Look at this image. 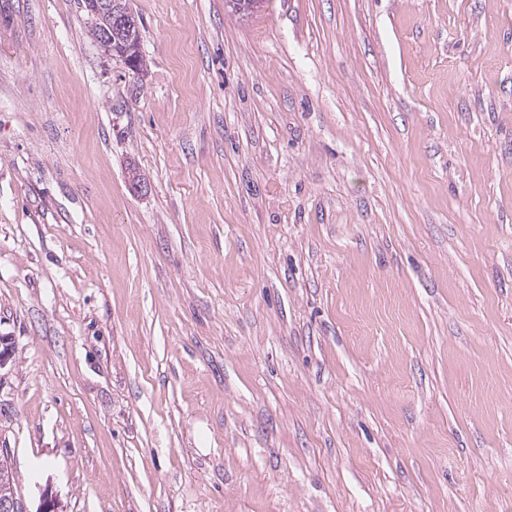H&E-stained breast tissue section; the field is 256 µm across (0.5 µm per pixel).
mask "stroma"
Instances as JSON below:
<instances>
[{"mask_svg": "<svg viewBox=\"0 0 512 512\" xmlns=\"http://www.w3.org/2000/svg\"><path fill=\"white\" fill-rule=\"evenodd\" d=\"M130 6L0 0L23 512H512V0ZM85 3L88 5V9L91 14L103 19L106 25L109 26V22L113 19L114 34L123 38L125 29L136 26V20L132 16L128 15L121 5V1L118 0H86Z\"/></svg>", "mask_w": 512, "mask_h": 512, "instance_id": "35a3bbf8", "label": "stroma"}]
</instances>
